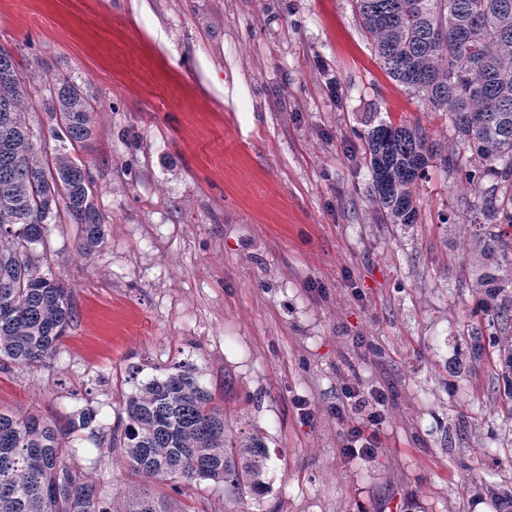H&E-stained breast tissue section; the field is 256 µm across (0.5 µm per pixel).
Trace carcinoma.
<instances>
[{
    "instance_id": "carcinoma-1",
    "label": "carcinoma",
    "mask_w": 512,
    "mask_h": 512,
    "mask_svg": "<svg viewBox=\"0 0 512 512\" xmlns=\"http://www.w3.org/2000/svg\"><path fill=\"white\" fill-rule=\"evenodd\" d=\"M386 73L451 114L472 156L457 167L470 188L492 186L484 212L495 231L477 236L486 270L475 287L485 297L471 324L475 356L497 352L512 372V0H353ZM56 140L81 144L93 108L79 85L47 88ZM24 82L10 50L0 47V367L34 366L56 352L75 321L71 290L38 270L35 246L48 220L65 214L80 226L78 248L102 246L105 231L82 164L67 153H40L21 107ZM364 138L371 201L388 224L417 219L416 189L440 156L425 128L381 120ZM120 445L130 470L172 483L211 480L234 493L264 490L268 449L258 430L224 432V412L200 386L196 368L172 367L164 378L134 385L124 404ZM86 409L65 424L37 414L0 412V512H119L67 465V440L89 429ZM124 512H165L143 493Z\"/></svg>"
}]
</instances>
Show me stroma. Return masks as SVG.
<instances>
[{"label": "stroma", "instance_id": "obj_1", "mask_svg": "<svg viewBox=\"0 0 512 512\" xmlns=\"http://www.w3.org/2000/svg\"><path fill=\"white\" fill-rule=\"evenodd\" d=\"M0 46L36 147H62L45 86L64 76L91 98L71 154L106 226L86 255L77 225L51 222L39 269L69 284L78 316L44 364L0 370L1 411L94 409L67 463L119 505L147 492L172 512H505L512 414L497 355L474 359L468 336L485 190L437 160L416 223L383 222L368 117L471 152L385 73L352 0H0ZM179 362L229 428L260 430L264 495L175 490L110 448L134 381ZM348 386L388 397L369 457L343 452L362 416L336 413Z\"/></svg>", "mask_w": 512, "mask_h": 512}]
</instances>
